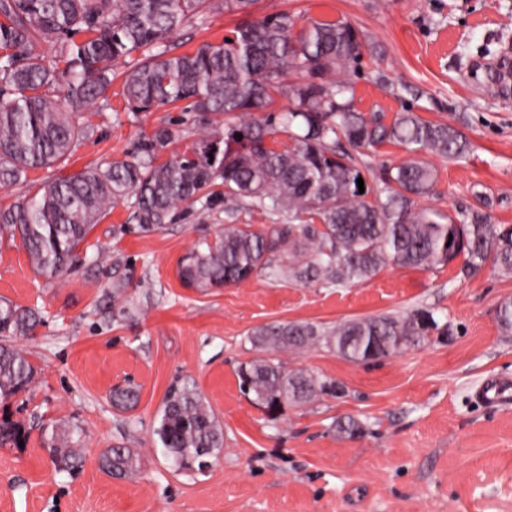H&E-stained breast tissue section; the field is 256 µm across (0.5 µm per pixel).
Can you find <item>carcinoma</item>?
<instances>
[{"mask_svg": "<svg viewBox=\"0 0 512 512\" xmlns=\"http://www.w3.org/2000/svg\"><path fill=\"white\" fill-rule=\"evenodd\" d=\"M256 3L0 0L1 187L68 159L74 143L91 132L81 123L85 109L110 108L112 75L121 61L129 111L183 102L195 125L191 131L180 118L165 120L139 138L130 159L43 183L26 201L0 207V240H20L34 272L53 280L71 269L79 247L118 201L135 198L133 218L151 230L221 185L230 210H257L272 223L262 229L226 224L214 241L193 248L179 269L190 288L240 285L261 273L352 288L390 264L429 270L460 256L468 269L490 261L511 274V224H492L487 213L463 204L448 213L420 206L437 172L419 154L461 159L471 149L467 138L409 108L388 122L380 112L359 111L351 80L339 75L355 71L374 49L350 21L300 24L286 11L256 17ZM221 11L241 16L231 41L206 43L193 53L168 47L179 28ZM76 34L84 35L79 43L72 40ZM44 44L57 52L51 64L40 52ZM53 86L60 90L55 97ZM283 95L293 108L266 111ZM186 140L183 151L159 159L163 149ZM385 145L409 157L383 168L375 188L359 192L357 179L370 169L365 157ZM41 322L37 309L0 297V336L29 338ZM497 322L503 335H512V299L499 304ZM436 329L433 313L424 310L350 319L330 329L302 322L261 326L249 342L262 356L239 366V387L276 421L287 405L342 392L332 378L287 368L276 353L323 345L365 363L396 356ZM35 375L24 351L0 344L1 401L28 390ZM111 401L119 411L131 410L139 391L115 386ZM21 430L3 421L0 446L19 444ZM336 432L352 437L364 426L349 416L336 423ZM154 433L177 471H201L224 448L219 419L190 384L169 388ZM41 446L59 472L80 462L79 430L66 422L45 428ZM98 467L132 479L141 460L134 449L113 445L99 455Z\"/></svg>", "mask_w": 512, "mask_h": 512, "instance_id": "cac0c4a2", "label": "carcinoma"}]
</instances>
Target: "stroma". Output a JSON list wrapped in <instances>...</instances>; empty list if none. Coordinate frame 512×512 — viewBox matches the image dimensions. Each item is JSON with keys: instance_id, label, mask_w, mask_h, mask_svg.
I'll use <instances>...</instances> for the list:
<instances>
[{"instance_id": "1", "label": "stroma", "mask_w": 512, "mask_h": 512, "mask_svg": "<svg viewBox=\"0 0 512 512\" xmlns=\"http://www.w3.org/2000/svg\"><path fill=\"white\" fill-rule=\"evenodd\" d=\"M263 15L288 11L355 23L379 47L350 79L357 106L393 118L402 107L459 130L468 155L427 154L437 183L424 206L486 207L492 223L512 224V96L483 68L512 49V0H258ZM234 14L211 13L168 40L176 52L221 42ZM111 107H90L93 132L64 165L30 171L0 187V205L26 199L35 185L127 158L140 136L170 117L169 106L126 109L120 80ZM130 202L96 224L74 268L52 281L32 270L20 243H0V296L40 309L33 338L14 339L36 370L29 391L0 403V419L25 425L23 447H0V512H512V401L475 395L491 377L512 379V337L496 309L512 299V274L461 261L432 270L384 268L363 285L321 288L261 274L237 286H183L178 265L226 224L263 227L264 214L224 210V188L201 193L181 217L145 232ZM123 286L125 296L114 299ZM433 311L438 331L403 354L355 363L315 346L286 354L289 368L336 379L341 394L285 407L269 420L238 387L240 363L255 358L258 326L307 322L329 327L385 313ZM133 379L137 407L117 411L114 386ZM195 385L224 427V450L200 472H174L153 433L169 387ZM355 417L363 435L341 437L335 421ZM67 421L82 432L74 473L56 472L40 444L44 427ZM139 449L132 480L97 467L104 448Z\"/></svg>"}]
</instances>
